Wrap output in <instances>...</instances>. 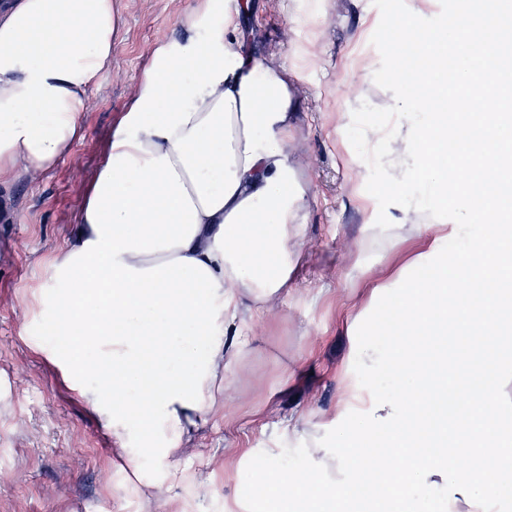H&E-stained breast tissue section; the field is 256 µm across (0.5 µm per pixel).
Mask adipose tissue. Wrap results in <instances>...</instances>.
I'll list each match as a JSON object with an SVG mask.
<instances>
[{"label":"adipose tissue","mask_w":512,"mask_h":512,"mask_svg":"<svg viewBox=\"0 0 512 512\" xmlns=\"http://www.w3.org/2000/svg\"><path fill=\"white\" fill-rule=\"evenodd\" d=\"M456 8L467 23L452 48L443 30L397 27L407 65L391 78L405 89L398 108L415 122L368 130L410 164L382 193L407 209L449 212L410 225L422 250L368 284L351 324L362 367L399 379L400 393L386 399L343 379L336 419L356 424L335 446L311 440L305 473L257 467L264 501L295 495L363 512L369 478L386 512H429L434 502L441 512H499L512 495V194L497 189L512 117L497 93L505 71L489 63L497 46L471 39L473 27L495 29L497 9L473 0ZM219 10V0H193L186 37L154 50L81 222L52 262L54 331L96 354V384L78 393L132 468L130 420L146 452L166 457L182 444L225 394L245 319L287 293L302 246L307 191L288 154L295 94L264 60L244 55L239 12L218 23ZM117 25L113 0H0V196L69 153ZM452 55L468 64L457 88L477 105L471 123H449L413 86L421 65L442 87ZM452 138L467 170L453 181ZM453 238L463 247L451 256ZM462 373L486 379L479 400L458 389ZM378 441L385 452H371Z\"/></svg>","instance_id":"adipose-tissue-1"}]
</instances>
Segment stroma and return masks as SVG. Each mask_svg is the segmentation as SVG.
Returning <instances> with one entry per match:
<instances>
[{"mask_svg":"<svg viewBox=\"0 0 512 512\" xmlns=\"http://www.w3.org/2000/svg\"><path fill=\"white\" fill-rule=\"evenodd\" d=\"M248 2L245 52L268 58L298 99L290 153L308 201L289 293L244 324L250 343L236 359L223 407L165 460L142 452L129 427L138 466L117 462L111 432L52 355L60 338L40 299L153 51L183 36L180 19L191 4L115 0L112 60L86 95L82 136L53 169L24 175L0 210V512H260L257 466L271 459L306 470L308 438L335 443L342 369L381 396L399 389L391 376H366L352 361L348 316L366 302L363 285L382 280L414 247L405 240L391 251L390 238L431 214L402 213L381 194L398 170L364 132L412 121L393 108L395 64L382 31L405 20L440 27L456 0ZM302 416L305 436L286 434Z\"/></svg>","mask_w":512,"mask_h":512,"instance_id":"1","label":"stroma"}]
</instances>
